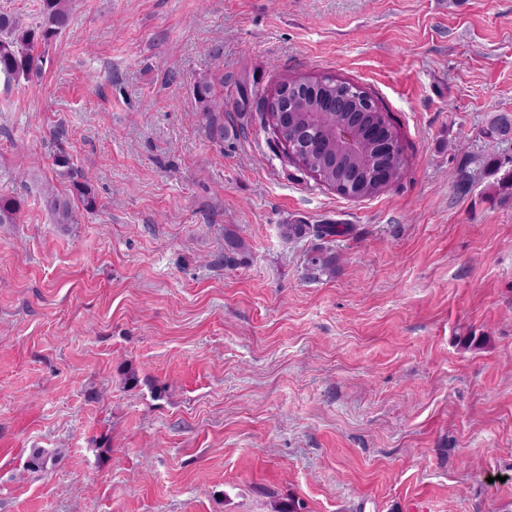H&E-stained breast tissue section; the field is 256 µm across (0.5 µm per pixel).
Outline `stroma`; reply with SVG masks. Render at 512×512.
I'll list each match as a JSON object with an SVG mask.
<instances>
[{"mask_svg": "<svg viewBox=\"0 0 512 512\" xmlns=\"http://www.w3.org/2000/svg\"><path fill=\"white\" fill-rule=\"evenodd\" d=\"M70 3L0 85V512H512V0ZM326 73L395 119L377 197L236 108ZM196 98L205 103L202 115L208 134L216 140H224V100L213 98L212 86L207 82L197 85ZM45 202L48 210L51 212L54 223L70 224L74 221V209L72 200L69 196H62L52 190H47Z\"/></svg>", "mask_w": 512, "mask_h": 512, "instance_id": "obj_1", "label": "stroma"}]
</instances>
